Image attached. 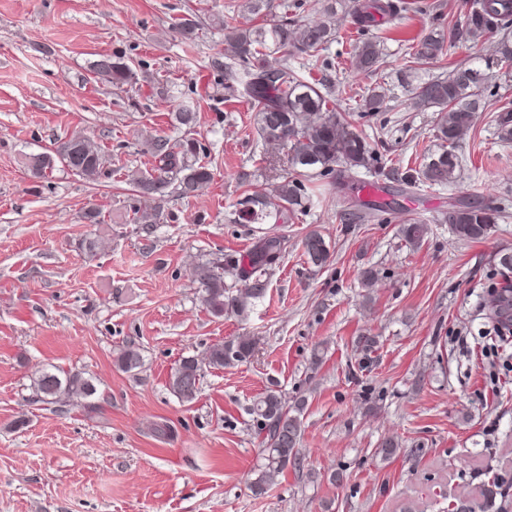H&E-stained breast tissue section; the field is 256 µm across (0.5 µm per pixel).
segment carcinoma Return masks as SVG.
<instances>
[{
    "label": "carcinoma",
    "instance_id": "1",
    "mask_svg": "<svg viewBox=\"0 0 512 512\" xmlns=\"http://www.w3.org/2000/svg\"><path fill=\"white\" fill-rule=\"evenodd\" d=\"M273 0H245L241 13L226 15L219 23L224 31V89L238 94L256 113L257 134L267 145L278 148L286 160V169L274 191H247L239 202L238 219L250 224H292L306 209L302 183L318 174L338 172L340 180H359L362 171L371 166L374 148L340 110L347 94L346 87L320 80L310 83L291 66L297 55L319 57L328 43L336 38V30L324 22H311L302 17L269 22ZM407 10L405 0H355L348 11L351 22L368 32L382 17L385 22ZM469 36L473 39H495L494 57H478L460 63L448 74L420 82L411 88L416 104L437 112L435 137L438 149L424 156L419 168L402 180L398 193L406 194L422 187L451 184L461 165L456 149L463 136L474 127L476 115L489 114L497 139L512 144V101L489 103L484 98L488 83L487 70L498 67L512 72V0H470L464 20L448 28V32L429 31L412 45L404 57V69L416 70L420 65L438 61L447 44ZM355 68L375 73L383 58L375 37H367L355 46L352 56ZM98 80L120 86L127 83L131 70L126 62L112 58V66L93 65ZM385 94L376 88L362 96L367 112L384 108ZM155 165L146 172L131 175V185L144 196L164 194L172 186L185 198L213 180L211 169L194 160L196 142L187 139L175 144L163 137L150 143ZM44 166L32 173L43 178L60 164L74 174L89 180L103 170L107 159L90 138L74 135L58 143L53 152L44 155ZM507 218L506 207L494 203L455 200L440 213L438 221L450 226L460 240L481 241L488 237L493 225ZM428 225L411 218L401 228L403 239L413 245L422 243ZM288 237L265 233L255 241L241 259H224V268L212 260L200 263L195 270L202 292V302L210 314L221 318L227 312L245 313L263 299L268 288V275L283 251ZM307 263L321 269L331 257L324 237L309 231L301 241ZM234 282L228 284L224 275ZM495 317L512 320V295L498 294L491 303ZM256 347L252 338L236 337L215 343L206 351V364L222 369L233 362L248 361ZM122 368L132 371L142 364L139 351L128 347L118 358ZM197 357L179 362L169 382L172 393L183 403L195 401L200 392V379L194 367ZM37 401L57 404L72 397H89L95 387L80 372L59 375L48 369L33 380ZM260 424L261 448L254 468L250 489L256 495L266 493L276 476L288 465L299 463V447L304 433L302 407L291 406L277 390L259 395L251 408Z\"/></svg>",
    "mask_w": 512,
    "mask_h": 512
}]
</instances>
